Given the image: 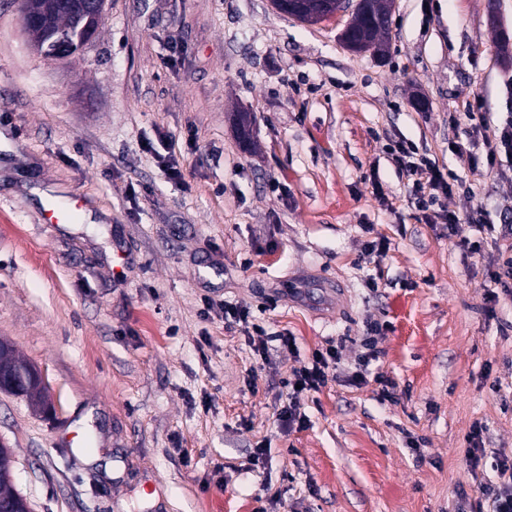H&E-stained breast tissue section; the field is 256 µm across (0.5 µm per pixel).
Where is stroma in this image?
<instances>
[{
  "instance_id": "1",
  "label": "stroma",
  "mask_w": 512,
  "mask_h": 512,
  "mask_svg": "<svg viewBox=\"0 0 512 512\" xmlns=\"http://www.w3.org/2000/svg\"><path fill=\"white\" fill-rule=\"evenodd\" d=\"M349 20L108 0L104 30L53 60L0 0V339L55 405L0 392L33 512H468L497 478L467 464L474 424L512 458V298L487 302L512 160L474 167L464 115L512 113V0H391L383 57L344 46ZM400 139L459 180L455 232L416 220ZM73 196L77 223L45 222L44 200ZM208 298L249 307L267 358ZM368 335L393 399L347 379ZM332 346L342 374L282 430L283 378Z\"/></svg>"
}]
</instances>
